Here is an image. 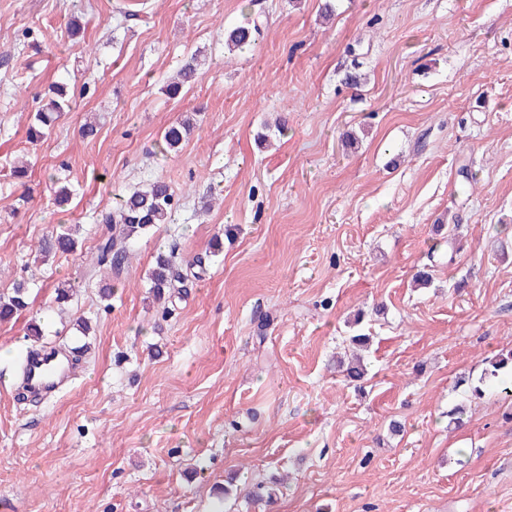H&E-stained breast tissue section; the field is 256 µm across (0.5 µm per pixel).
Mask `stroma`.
I'll return each instance as SVG.
<instances>
[{
    "instance_id": "1",
    "label": "stroma",
    "mask_w": 512,
    "mask_h": 512,
    "mask_svg": "<svg viewBox=\"0 0 512 512\" xmlns=\"http://www.w3.org/2000/svg\"><path fill=\"white\" fill-rule=\"evenodd\" d=\"M321 3L0 0V292L23 278L30 294L0 323V512H512V395L469 392L512 349V0H333L327 23ZM249 18L256 43L228 51ZM57 82L70 110L29 142L35 95ZM187 112L188 143L166 151ZM280 117L287 132L257 146ZM156 179L172 220L132 242L104 301L86 268L108 232L95 217ZM71 225L78 249L35 262ZM161 253L205 265L159 301ZM360 313L357 386L336 359ZM40 347L80 353L36 397L21 368ZM200 65L201 60L198 54H195L194 57L192 56L190 60L181 66L176 77L167 83L165 87V94L168 98L176 99L181 95L183 88L193 80ZM195 119L186 116L172 122L164 131L163 141L170 151L178 152L188 141L194 128Z\"/></svg>"
}]
</instances>
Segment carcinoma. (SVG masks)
Returning <instances> with one entry per match:
<instances>
[{
	"mask_svg": "<svg viewBox=\"0 0 512 512\" xmlns=\"http://www.w3.org/2000/svg\"><path fill=\"white\" fill-rule=\"evenodd\" d=\"M260 34L256 20L237 25L224 33L225 42L231 49L242 51L255 44ZM201 65L199 56L186 61L172 81L167 83L165 94L170 99L178 98L183 88L193 80ZM70 93L65 83L51 89L38 110L30 118L26 131L31 142L44 137L60 118L69 110ZM194 128V118L186 116L172 122L164 131L163 141L174 152L179 151L188 141ZM174 205L171 186L163 180H155L117 198L112 210L101 214L100 223L112 226V232L97 246L94 263L98 268L119 269L128 257L132 240L146 233L158 224L169 223ZM78 241L70 232L59 233L43 239L40 253L49 256L76 250ZM150 288L154 297L162 300L174 288L175 275L170 256L160 255L149 274ZM29 308L27 286L23 282L14 284L11 291L0 294V322H8ZM512 369V350L499 353L489 360L484 378L496 380L507 369Z\"/></svg>",
	"mask_w": 512,
	"mask_h": 512,
	"instance_id": "obj_1",
	"label": "carcinoma"
}]
</instances>
